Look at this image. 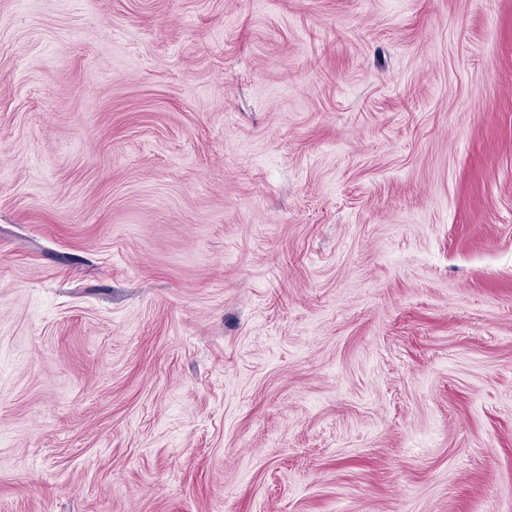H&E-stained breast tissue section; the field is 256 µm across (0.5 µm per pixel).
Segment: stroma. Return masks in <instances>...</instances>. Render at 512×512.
<instances>
[{"instance_id":"obj_1","label":"stroma","mask_w":512,"mask_h":512,"mask_svg":"<svg viewBox=\"0 0 512 512\" xmlns=\"http://www.w3.org/2000/svg\"><path fill=\"white\" fill-rule=\"evenodd\" d=\"M0 512H512V0H0Z\"/></svg>"}]
</instances>
